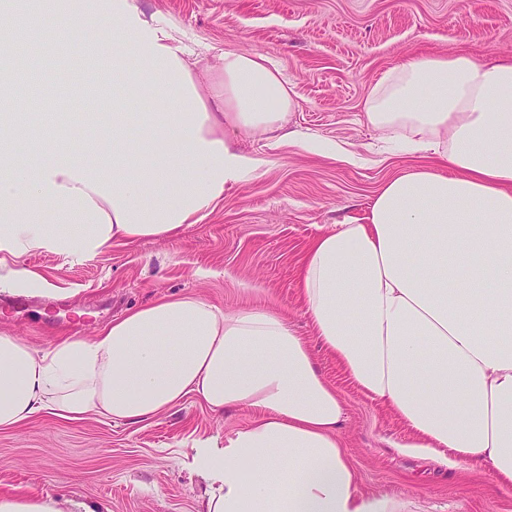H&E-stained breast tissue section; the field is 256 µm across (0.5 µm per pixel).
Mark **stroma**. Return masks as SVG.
I'll return each instance as SVG.
<instances>
[{
    "label": "stroma",
    "instance_id": "obj_1",
    "mask_svg": "<svg viewBox=\"0 0 512 512\" xmlns=\"http://www.w3.org/2000/svg\"><path fill=\"white\" fill-rule=\"evenodd\" d=\"M187 40L207 45L201 75L227 49L262 53L290 81L300 139L232 138L261 166L226 190L214 210L167 241L116 243L91 259L37 251L24 260L42 286L0 292V332L44 350L90 336L127 310L197 295L224 310L268 306L303 336L312 331L299 288L306 252L320 234L363 219L386 182L432 157L389 149L366 124L364 103L383 73L422 54L490 61L512 55V0H137ZM311 350L346 412L344 446L363 490L414 502L420 512H512L495 472L444 473L398 456L408 436L385 404L360 392L319 343ZM246 408L211 412L190 396L178 408L130 424L38 415L0 429V493H51L94 512H198L199 485L183 464L194 439L248 425Z\"/></svg>",
    "mask_w": 512,
    "mask_h": 512
}]
</instances>
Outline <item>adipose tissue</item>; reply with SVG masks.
Instances as JSON below:
<instances>
[{
  "label": "adipose tissue",
  "instance_id": "adipose-tissue-1",
  "mask_svg": "<svg viewBox=\"0 0 512 512\" xmlns=\"http://www.w3.org/2000/svg\"><path fill=\"white\" fill-rule=\"evenodd\" d=\"M47 32L85 65L111 59V113L86 84L75 90L82 112H27L19 37ZM191 54L134 0H0V282L35 285L22 260L37 250L91 258L117 240L175 237L257 168L227 133L279 137L291 86L244 50L225 51L204 83ZM364 116L446 169L411 168L364 223L312 242L299 286L314 335L408 427L398 454L488 466L512 490V58L414 56L374 85ZM90 154L111 158V179ZM191 394L217 414L256 413L187 452L205 483L199 512H407L361 490L343 404L277 310L175 296L44 351L0 333V429L41 413L138 423Z\"/></svg>",
  "mask_w": 512,
  "mask_h": 512
}]
</instances>
